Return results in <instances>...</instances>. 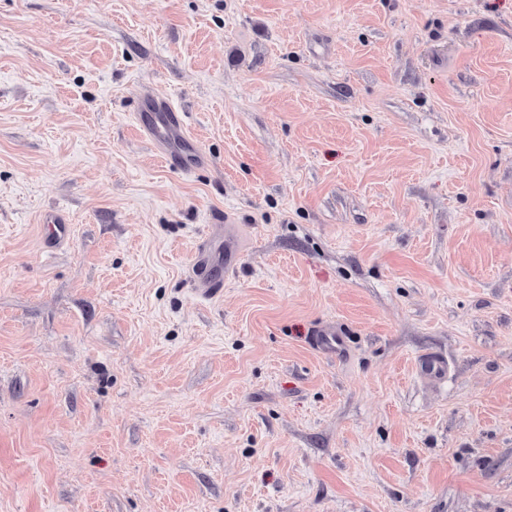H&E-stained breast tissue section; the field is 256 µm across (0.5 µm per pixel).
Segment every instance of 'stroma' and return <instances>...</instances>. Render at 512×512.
I'll use <instances>...</instances> for the list:
<instances>
[{"label": "stroma", "mask_w": 512, "mask_h": 512, "mask_svg": "<svg viewBox=\"0 0 512 512\" xmlns=\"http://www.w3.org/2000/svg\"><path fill=\"white\" fill-rule=\"evenodd\" d=\"M0 512H512V0H0ZM142 103L149 114L136 116V125L156 153L185 174L206 164L208 158L189 134L183 112L165 98H144ZM211 232L201 239L195 249L194 262L208 266H224V275L233 274L239 254L238 235L233 224H211ZM223 245V248H222Z\"/></svg>", "instance_id": "1"}]
</instances>
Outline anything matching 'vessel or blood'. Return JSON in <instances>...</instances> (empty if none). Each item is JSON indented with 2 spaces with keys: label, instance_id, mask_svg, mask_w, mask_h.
<instances>
[{
  "label": "vessel or blood",
  "instance_id": "b4317fda",
  "mask_svg": "<svg viewBox=\"0 0 512 512\" xmlns=\"http://www.w3.org/2000/svg\"><path fill=\"white\" fill-rule=\"evenodd\" d=\"M146 111L138 115L140 136L169 164L183 173H192L206 164L207 157L189 134L184 115L168 99L148 98ZM239 254L238 235L234 225L215 224L195 249L194 261L204 266H223L225 274H233Z\"/></svg>",
  "mask_w": 512,
  "mask_h": 512
}]
</instances>
